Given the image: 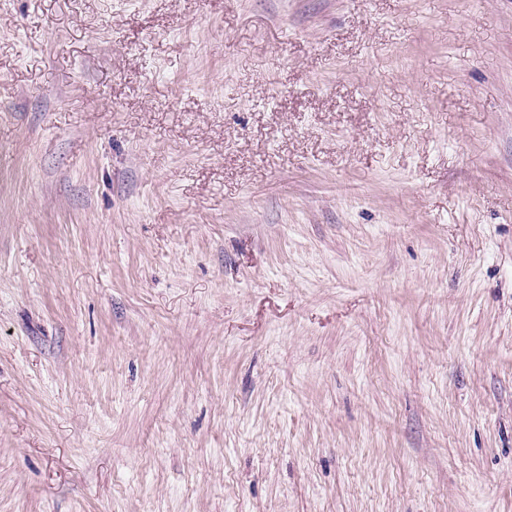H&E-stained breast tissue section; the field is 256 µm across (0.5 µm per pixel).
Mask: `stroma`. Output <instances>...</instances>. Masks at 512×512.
I'll list each match as a JSON object with an SVG mask.
<instances>
[{"label": "stroma", "instance_id": "1", "mask_svg": "<svg viewBox=\"0 0 512 512\" xmlns=\"http://www.w3.org/2000/svg\"><path fill=\"white\" fill-rule=\"evenodd\" d=\"M0 512H512V0H0Z\"/></svg>", "mask_w": 512, "mask_h": 512}]
</instances>
